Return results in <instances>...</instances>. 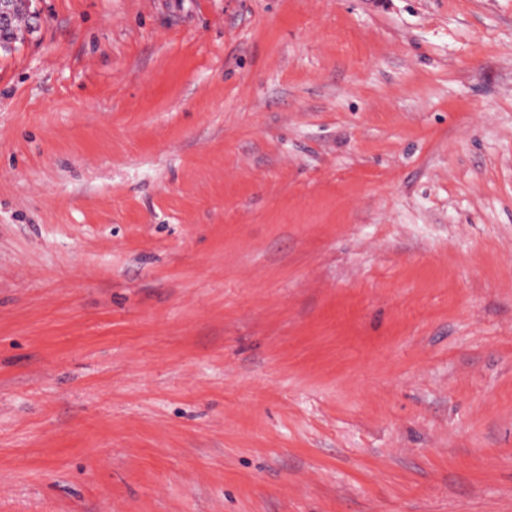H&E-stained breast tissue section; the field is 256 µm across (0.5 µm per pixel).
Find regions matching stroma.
<instances>
[{"instance_id":"obj_1","label":"stroma","mask_w":512,"mask_h":512,"mask_svg":"<svg viewBox=\"0 0 512 512\" xmlns=\"http://www.w3.org/2000/svg\"><path fill=\"white\" fill-rule=\"evenodd\" d=\"M32 4L0 512H512V0Z\"/></svg>"}]
</instances>
